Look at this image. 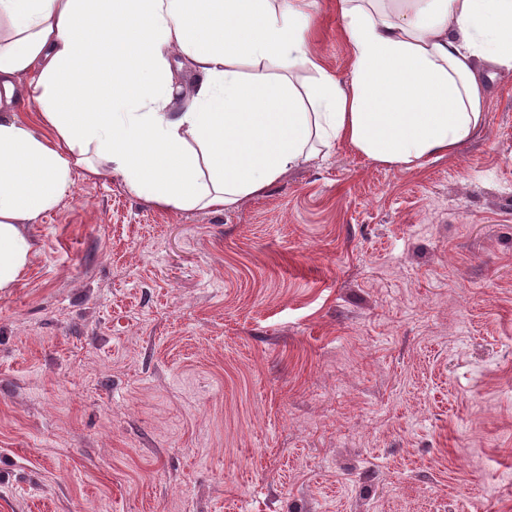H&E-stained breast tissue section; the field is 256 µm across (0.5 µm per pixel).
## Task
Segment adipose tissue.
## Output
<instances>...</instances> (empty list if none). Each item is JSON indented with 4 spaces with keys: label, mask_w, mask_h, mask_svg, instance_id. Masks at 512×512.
<instances>
[{
    "label": "adipose tissue",
    "mask_w": 512,
    "mask_h": 512,
    "mask_svg": "<svg viewBox=\"0 0 512 512\" xmlns=\"http://www.w3.org/2000/svg\"><path fill=\"white\" fill-rule=\"evenodd\" d=\"M311 3L0 0V288L23 226L97 159L147 203L225 211L341 141L411 169L484 128L512 0H336L344 79L311 49Z\"/></svg>",
    "instance_id": "1"
}]
</instances>
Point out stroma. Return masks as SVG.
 <instances>
[{
  "label": "stroma",
  "instance_id": "1",
  "mask_svg": "<svg viewBox=\"0 0 512 512\" xmlns=\"http://www.w3.org/2000/svg\"><path fill=\"white\" fill-rule=\"evenodd\" d=\"M487 117L229 211L77 168L0 290V512H512V71Z\"/></svg>",
  "mask_w": 512,
  "mask_h": 512
}]
</instances>
